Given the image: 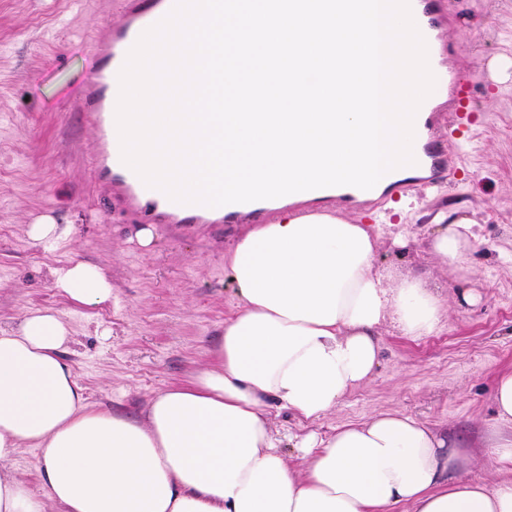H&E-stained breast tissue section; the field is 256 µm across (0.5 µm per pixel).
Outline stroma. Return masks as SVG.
Segmentation results:
<instances>
[{
	"label": "stroma",
	"instance_id": "obj_1",
	"mask_svg": "<svg viewBox=\"0 0 512 512\" xmlns=\"http://www.w3.org/2000/svg\"><path fill=\"white\" fill-rule=\"evenodd\" d=\"M443 37L457 46V78L478 71L472 122L449 149L459 172L436 188L382 194L380 248L374 264L385 286L423 273L456 305L427 336L382 329L372 380L336 412L306 422L286 409L270 417L277 445L294 466L297 442L311 432L396 409L466 443V479L493 484L483 454L490 431L512 432L493 405L497 377L512 373V76L494 66L512 59V0H441ZM121 19L120 0H0V328L27 313H63L71 330L66 358L91 404L137 413L170 385L207 363L236 308L224 251L240 224H156L141 245L138 217L112 200L92 171L97 128L77 106L96 66L94 42ZM473 220L467 275L441 265L427 240L439 225ZM59 224L51 248L28 225ZM74 262L97 265L112 282V302L85 307L66 299L53 272ZM481 296L458 305L464 289Z\"/></svg>",
	"mask_w": 512,
	"mask_h": 512
}]
</instances>
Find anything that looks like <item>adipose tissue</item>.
Wrapping results in <instances>:
<instances>
[{
  "label": "adipose tissue",
  "mask_w": 512,
  "mask_h": 512,
  "mask_svg": "<svg viewBox=\"0 0 512 512\" xmlns=\"http://www.w3.org/2000/svg\"><path fill=\"white\" fill-rule=\"evenodd\" d=\"M468 220L428 243L463 269ZM376 225L284 209L227 249L240 299L214 356L152 398L142 417L95 409L64 352L54 310L0 329V512H512V437L486 448L494 485L466 480L468 456L447 431L396 411L303 437L295 468L276 445L269 405L313 421L369 381L381 330L430 334L443 303L426 277L385 287ZM70 300L98 307L112 284L96 266L55 270ZM38 451L39 492L13 470Z\"/></svg>",
  "instance_id": "ef3b65f1"
}]
</instances>
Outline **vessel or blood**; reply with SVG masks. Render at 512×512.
Returning <instances> with one entry per match:
<instances>
[{"mask_svg":"<svg viewBox=\"0 0 512 512\" xmlns=\"http://www.w3.org/2000/svg\"><path fill=\"white\" fill-rule=\"evenodd\" d=\"M174 3L175 0H123L122 21L113 24L106 40L95 47L97 65L80 94L78 104L100 135L95 174L115 182L118 191L147 222L162 215L178 224H234L246 213L265 214V207L258 201L246 206L233 203L215 208L174 202L161 190L147 187L121 159V149L114 137L119 96L116 79L141 34L162 20L172 10ZM409 6L426 42L429 67L435 76L434 90L421 104L419 121L425 132L415 150L414 159L416 167L422 169L423 174L414 178L413 183L417 186H434L445 175L456 172L455 156L430 134L437 111L435 102L442 97L453 96L455 112L464 113L469 109V97L465 84L458 82L449 68V62L456 53L455 46L437 39L436 33L443 24L439 11L431 0H409Z\"/></svg>","mask_w":512,"mask_h":512,"instance_id":"b4317fda","label":"vessel or blood"}]
</instances>
